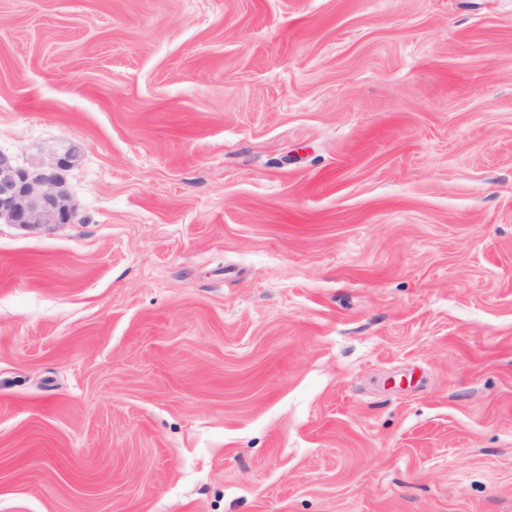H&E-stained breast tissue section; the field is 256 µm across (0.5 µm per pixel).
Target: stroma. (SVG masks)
I'll return each instance as SVG.
<instances>
[{
    "label": "stroma",
    "mask_w": 512,
    "mask_h": 512,
    "mask_svg": "<svg viewBox=\"0 0 512 512\" xmlns=\"http://www.w3.org/2000/svg\"><path fill=\"white\" fill-rule=\"evenodd\" d=\"M0 512H512V0H0ZM75 159L73 148L58 147L27 165L0 150V223L30 231L76 223L64 179Z\"/></svg>",
    "instance_id": "35a3bbf8"
}]
</instances>
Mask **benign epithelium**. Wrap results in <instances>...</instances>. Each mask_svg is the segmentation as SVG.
Instances as JSON below:
<instances>
[{"instance_id": "benign-epithelium-1", "label": "benign epithelium", "mask_w": 512, "mask_h": 512, "mask_svg": "<svg viewBox=\"0 0 512 512\" xmlns=\"http://www.w3.org/2000/svg\"><path fill=\"white\" fill-rule=\"evenodd\" d=\"M75 159L71 147L52 149L28 165L0 151V223L30 231L76 223L64 179Z\"/></svg>"}]
</instances>
